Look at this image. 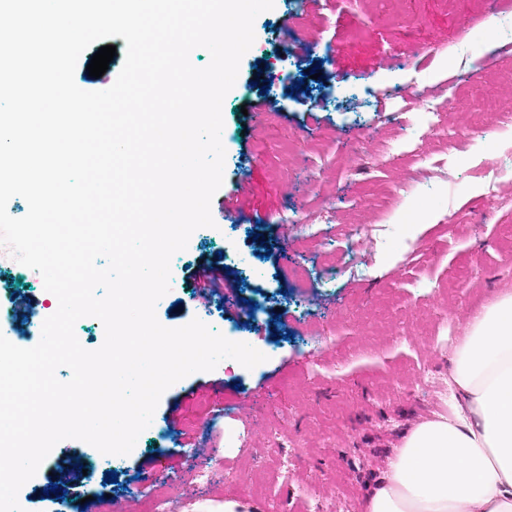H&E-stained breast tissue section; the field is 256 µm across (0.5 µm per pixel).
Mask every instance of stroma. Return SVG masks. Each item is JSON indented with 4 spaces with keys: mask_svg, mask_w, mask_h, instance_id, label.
Returning a JSON list of instances; mask_svg holds the SVG:
<instances>
[{
    "mask_svg": "<svg viewBox=\"0 0 512 512\" xmlns=\"http://www.w3.org/2000/svg\"><path fill=\"white\" fill-rule=\"evenodd\" d=\"M476 11L477 0H274L256 17L223 101L215 224L172 257L156 315L168 328L200 319L266 360L225 359L172 385L130 454L59 442L20 489L24 512H143L149 493L172 512H224L229 500L365 512L414 425L448 414L468 317L512 293V177L488 200L480 176L512 149V108L485 104L512 70V16L491 33ZM464 59L476 76L460 75ZM397 89L427 101L396 115ZM429 107L444 129L407 153ZM398 182L410 192L385 197ZM243 188V207L225 213L221 200ZM321 210L327 220L309 222ZM204 269L223 276L220 295L196 292ZM14 298L34 322L55 312L42 279L0 246V331L35 346L39 332L13 324ZM195 454L215 473L200 490ZM66 467L65 498L46 496Z\"/></svg>",
    "mask_w": 512,
    "mask_h": 512,
    "instance_id": "35a3bbf8",
    "label": "stroma"
}]
</instances>
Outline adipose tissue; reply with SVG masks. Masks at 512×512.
Instances as JSON below:
<instances>
[{"label": "adipose tissue", "mask_w": 512, "mask_h": 512, "mask_svg": "<svg viewBox=\"0 0 512 512\" xmlns=\"http://www.w3.org/2000/svg\"><path fill=\"white\" fill-rule=\"evenodd\" d=\"M448 389L451 414L408 433L367 512H512V293L469 318Z\"/></svg>", "instance_id": "1"}]
</instances>
